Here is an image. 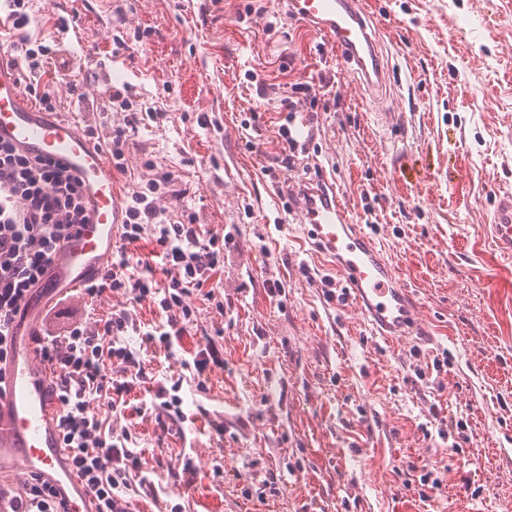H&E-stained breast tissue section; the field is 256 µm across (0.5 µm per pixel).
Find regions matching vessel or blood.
<instances>
[{
    "label": "vessel or blood",
    "instance_id": "1",
    "mask_svg": "<svg viewBox=\"0 0 512 512\" xmlns=\"http://www.w3.org/2000/svg\"><path fill=\"white\" fill-rule=\"evenodd\" d=\"M289 10L300 25L323 34L368 88H382L385 71L378 45L358 0H289ZM0 140L59 161L80 178L88 222L63 245L51 278L52 288L77 291L107 266L119 244L124 211L111 165L102 148L73 123L40 112L23 94L15 71L1 62ZM297 202L313 239L334 260L375 332L393 338L419 330L418 306L409 289L370 237L350 223L335 188L302 187ZM491 236L504 252H512L510 192L497 200ZM57 414L37 333L21 326L0 376V469L40 475L55 486L70 512H92L91 494L72 472L70 453L61 446Z\"/></svg>",
    "mask_w": 512,
    "mask_h": 512
}]
</instances>
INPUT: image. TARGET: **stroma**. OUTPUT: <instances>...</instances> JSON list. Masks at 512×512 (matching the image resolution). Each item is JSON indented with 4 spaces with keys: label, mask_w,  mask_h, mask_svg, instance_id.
Listing matches in <instances>:
<instances>
[{
    "label": "stroma",
    "mask_w": 512,
    "mask_h": 512,
    "mask_svg": "<svg viewBox=\"0 0 512 512\" xmlns=\"http://www.w3.org/2000/svg\"><path fill=\"white\" fill-rule=\"evenodd\" d=\"M361 5L389 67L380 90L288 0L30 2L32 36L69 25L72 72L45 66L58 117L101 146L131 127L119 196L171 173L201 237L234 239L210 281L223 312L192 292L194 325L172 351L141 353L156 380H180L184 422L136 414L141 387L123 413L93 404L131 432L156 485L133 496L136 512H512V254L488 231L512 192V0ZM295 83L312 91L290 162L278 127ZM151 110L161 119L141 120ZM323 180L414 294L421 332L383 340L354 298H326L334 269L296 200ZM119 307L149 327L164 318L119 294L52 296L27 314L59 334ZM209 347L224 364L201 381L181 362Z\"/></svg>",
    "instance_id": "stroma-1"
}]
</instances>
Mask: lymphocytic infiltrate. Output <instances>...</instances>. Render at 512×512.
Wrapping results in <instances>:
<instances>
[{"label": "lymphocytic infiltrate", "instance_id": "f902f5d3", "mask_svg": "<svg viewBox=\"0 0 512 512\" xmlns=\"http://www.w3.org/2000/svg\"><path fill=\"white\" fill-rule=\"evenodd\" d=\"M29 2L0 0L16 35L0 51V60L18 69L25 93L50 112L56 105L55 90L34 74L54 48L29 34ZM165 196L181 198L167 173L128 197L112 262L86 290L92 297L110 292L152 299L165 320L145 330L127 309L119 308L99 324H77L66 335L42 340L59 405L57 426L73 467L93 496L94 512H128L135 486L150 484L141 474L140 453L130 447L131 432L107 429L91 406L95 399L119 406L135 384L148 380L139 351L124 343V335L140 334L145 344L168 350L197 319V309L188 300L192 291H204L216 310L224 308L207 284L223 268L233 238H201L193 213L160 208ZM87 221L78 176L53 160L29 156L0 141V375L11 359L16 318L24 303L45 283L60 245ZM147 233L155 248L149 258L135 257L129 247ZM159 271L165 283L156 280ZM0 501L8 512H68L53 485L38 476L26 477L15 494L0 492Z\"/></svg>", "mask_w": 512, "mask_h": 512}]
</instances>
